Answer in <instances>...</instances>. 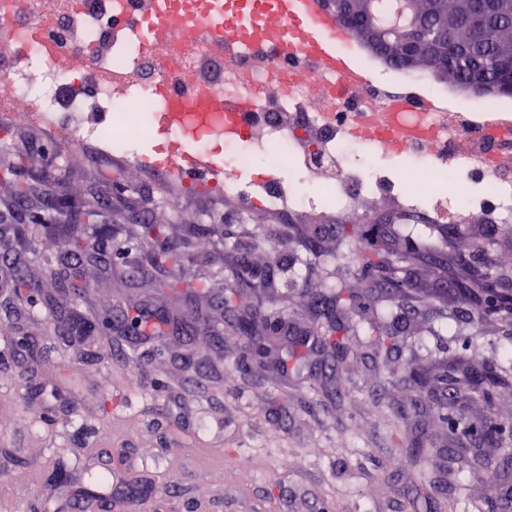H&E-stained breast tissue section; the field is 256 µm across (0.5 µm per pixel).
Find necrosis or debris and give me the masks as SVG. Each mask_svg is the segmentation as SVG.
Here are the masks:
<instances>
[{
    "mask_svg": "<svg viewBox=\"0 0 512 512\" xmlns=\"http://www.w3.org/2000/svg\"><path fill=\"white\" fill-rule=\"evenodd\" d=\"M37 3L44 21L63 34L65 65L57 72L39 68L43 47L31 33L17 32L22 52L0 71V102L16 121L37 120L59 135L75 132L81 141L106 127L107 149L135 160L136 138L153 132L168 108L159 83L175 70L213 95L248 100L250 122L242 133L229 129L221 112L208 128L198 127L194 102L182 106L190 147L225 161L222 177L204 193L238 196L248 210L262 212L312 210L326 196L352 224L386 198L428 223L458 224L468 212L490 224L512 223L511 100L494 111L460 106L446 88L432 85L428 94L437 108L431 111L408 98L421 76L400 69L390 80L360 88L331 75L307 76L274 58L256 55L230 65L194 37L203 20L196 10L182 16V39L144 61L137 34H117L99 23L110 0H62L57 8L48 0ZM72 75L91 85L110 114L107 125L75 131L66 123L71 104L60 87ZM463 134L470 150L457 146ZM249 169L256 172L250 182L242 178ZM296 172L319 185L321 196L301 195Z\"/></svg>",
    "mask_w": 512,
    "mask_h": 512,
    "instance_id": "1",
    "label": "necrosis or debris"
}]
</instances>
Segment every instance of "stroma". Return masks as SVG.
<instances>
[{
    "label": "stroma",
    "instance_id": "stroma-1",
    "mask_svg": "<svg viewBox=\"0 0 512 512\" xmlns=\"http://www.w3.org/2000/svg\"><path fill=\"white\" fill-rule=\"evenodd\" d=\"M53 141L0 108V466L13 476L0 485V512H79L74 491L103 459L153 486L144 512H414L422 496L431 512H488L497 491L512 489V462L479 431L489 417L512 425V384L493 406L474 395L440 415L409 377L451 355L508 366L512 323L469 318L415 265L414 288L387 302L396 347L357 339L354 353L335 356L317 331L329 286L356 255L330 231L334 209L248 215L241 200L187 193L103 141L73 152ZM21 182L36 187L37 204L20 202ZM61 194L74 211L55 212ZM146 224L159 236L144 238ZM77 236L105 260H80L70 311L7 303L18 273L71 260ZM162 253L230 284L243 267L280 268L272 287L241 289L230 309L220 288L180 297L164 288L167 270L153 262ZM134 306L164 318L163 335L127 334ZM255 313L282 320L256 334L270 349L264 362L249 356L242 330ZM302 336L310 354L297 364L288 351ZM417 432L439 460L425 484L402 449ZM60 466L71 480L43 501Z\"/></svg>",
    "mask_w": 512,
    "mask_h": 512
}]
</instances>
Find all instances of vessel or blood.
Listing matches in <instances>:
<instances>
[{"label": "vessel or blood", "mask_w": 512, "mask_h": 512, "mask_svg": "<svg viewBox=\"0 0 512 512\" xmlns=\"http://www.w3.org/2000/svg\"><path fill=\"white\" fill-rule=\"evenodd\" d=\"M200 8L209 19L197 31L198 38L213 52L234 61L250 48L246 36L248 25H257L267 32L268 50L283 62L303 60L315 63L322 71L364 87L367 74L358 71L350 57L337 49L336 43L348 39L349 33L328 9L325 0H224L223 15H216L210 0H200ZM35 40L45 45L49 59H57L60 46L53 29L40 19L35 0H22ZM181 13L172 0H125L121 8L108 13L107 19L117 32L136 31L141 37V53L158 52L180 31ZM161 92L177 103L194 97L202 111L217 108L236 116L244 115V99L223 101L215 96L192 95L177 76H170ZM165 168L182 182L193 184L209 178L216 166L204 156L191 153L183 141L170 139L166 146Z\"/></svg>", "instance_id": "b4317fda"}]
</instances>
